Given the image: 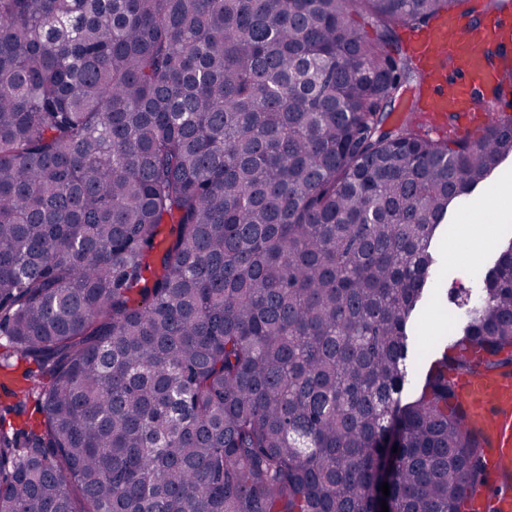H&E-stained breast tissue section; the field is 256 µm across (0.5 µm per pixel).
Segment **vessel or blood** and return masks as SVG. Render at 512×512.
Instances as JSON below:
<instances>
[{
    "label": "vessel or blood",
    "mask_w": 512,
    "mask_h": 512,
    "mask_svg": "<svg viewBox=\"0 0 512 512\" xmlns=\"http://www.w3.org/2000/svg\"><path fill=\"white\" fill-rule=\"evenodd\" d=\"M407 45L423 73L420 107L430 125L442 127L452 117L466 134L485 118L486 100L505 91L487 53L512 46V12L484 17L475 5L455 9L436 16ZM462 394L473 409L472 424L491 430L488 493L498 512H512V375L466 378Z\"/></svg>",
    "instance_id": "vessel-or-blood-1"
}]
</instances>
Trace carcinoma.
<instances>
[{
	"instance_id": "obj_1",
	"label": "carcinoma",
	"mask_w": 512,
	"mask_h": 512,
	"mask_svg": "<svg viewBox=\"0 0 512 512\" xmlns=\"http://www.w3.org/2000/svg\"><path fill=\"white\" fill-rule=\"evenodd\" d=\"M458 2L0 0V512L482 495L457 379L512 374V239L400 397L436 232L512 153L417 120L395 30Z\"/></svg>"
}]
</instances>
